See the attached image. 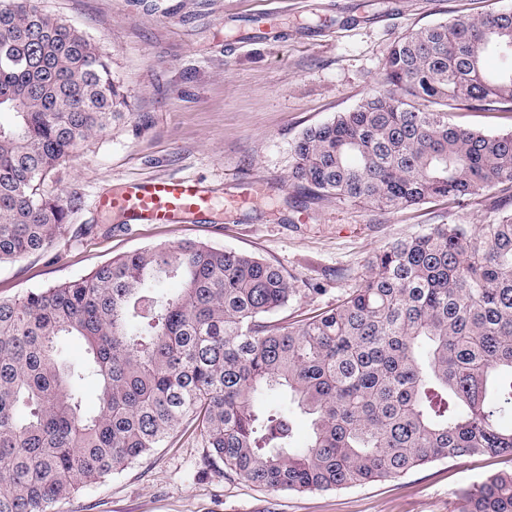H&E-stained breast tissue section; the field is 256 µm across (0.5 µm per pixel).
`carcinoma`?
Masks as SVG:
<instances>
[{"label": "carcinoma", "mask_w": 512, "mask_h": 512, "mask_svg": "<svg viewBox=\"0 0 512 512\" xmlns=\"http://www.w3.org/2000/svg\"><path fill=\"white\" fill-rule=\"evenodd\" d=\"M491 54L505 59L496 73ZM126 106L99 42L39 0H0V110L15 114L0 126V264L66 230L81 196L48 179ZM453 106L512 114L511 7L400 37L382 89L305 130L291 179L315 200L383 211L512 187V129L450 123ZM369 267L336 307L294 322L270 320L293 296L279 267L193 240L0 298V512H51L189 425L207 466L271 489L512 454V213L438 224ZM68 337L85 362L63 359ZM296 408L311 419L304 448L292 447ZM460 512H512V472L465 493Z\"/></svg>", "instance_id": "obj_1"}]
</instances>
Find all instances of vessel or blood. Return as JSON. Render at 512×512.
Returning <instances> with one entry per match:
<instances>
[{"mask_svg": "<svg viewBox=\"0 0 512 512\" xmlns=\"http://www.w3.org/2000/svg\"><path fill=\"white\" fill-rule=\"evenodd\" d=\"M213 199L212 190L200 180L157 177L132 180L101 194L97 206L129 224H181L210 210Z\"/></svg>", "mask_w": 512, "mask_h": 512, "instance_id": "vessel-or-blood-1", "label": "vessel or blood"}]
</instances>
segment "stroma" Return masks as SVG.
<instances>
[{
    "label": "stroma",
    "instance_id": "stroma-1",
    "mask_svg": "<svg viewBox=\"0 0 512 512\" xmlns=\"http://www.w3.org/2000/svg\"><path fill=\"white\" fill-rule=\"evenodd\" d=\"M112 58L128 113L55 172L82 207L47 252L0 264V298L80 279L115 256L191 239L256 254L294 295L282 319L336 304L390 243L438 224H487L512 211L491 190L396 212L311 199L290 179L303 131L380 88L393 42L412 30L512 6V0H42ZM190 177L215 195L185 224H121L100 192L129 180ZM261 189L244 207L225 197ZM512 470V455L441 459L334 490H272L206 467L174 433L148 459L55 504L54 512H458L461 495Z\"/></svg>",
    "mask_w": 512,
    "mask_h": 512
}]
</instances>
